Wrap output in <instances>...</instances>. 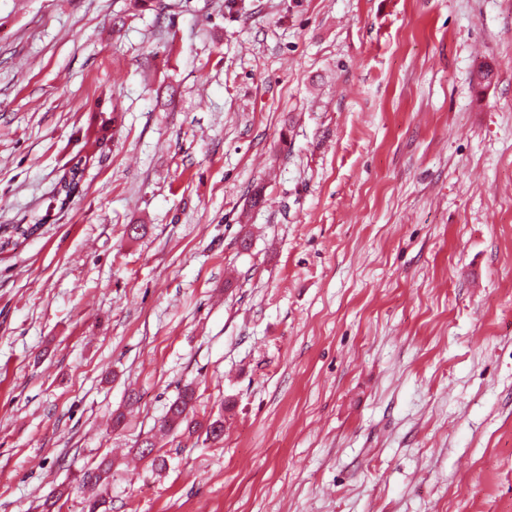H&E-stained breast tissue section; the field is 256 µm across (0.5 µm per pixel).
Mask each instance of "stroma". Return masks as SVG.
I'll use <instances>...</instances> for the list:
<instances>
[{"label":"stroma","mask_w":512,"mask_h":512,"mask_svg":"<svg viewBox=\"0 0 512 512\" xmlns=\"http://www.w3.org/2000/svg\"><path fill=\"white\" fill-rule=\"evenodd\" d=\"M166 2L0 0V512H512V0ZM88 159L87 155H81L78 152L68 160L70 178L64 179L61 183V188L57 192L59 196L64 193V198L60 202V209L66 205L67 200L78 190L81 174ZM193 391L185 389L168 407L163 426L169 429L180 427L185 424V431L190 434L204 431L207 439L219 442L224 436V420L216 418L205 423L189 417L192 408Z\"/></svg>","instance_id":"35a3bbf8"}]
</instances>
